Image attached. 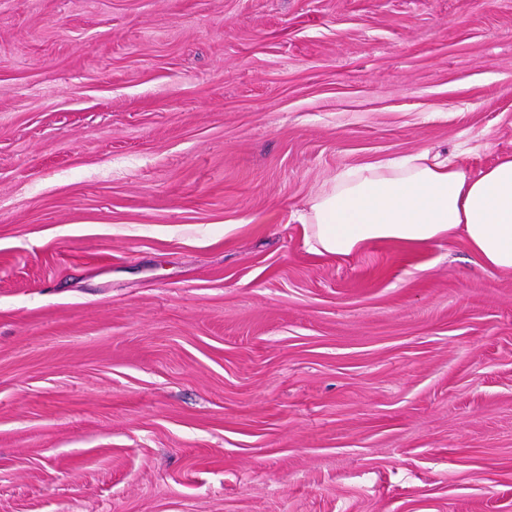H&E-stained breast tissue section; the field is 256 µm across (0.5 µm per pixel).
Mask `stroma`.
Returning a JSON list of instances; mask_svg holds the SVG:
<instances>
[{"label":"stroma","instance_id":"stroma-1","mask_svg":"<svg viewBox=\"0 0 512 512\" xmlns=\"http://www.w3.org/2000/svg\"><path fill=\"white\" fill-rule=\"evenodd\" d=\"M424 149L512 0H0V512H512V272L294 219Z\"/></svg>","mask_w":512,"mask_h":512}]
</instances>
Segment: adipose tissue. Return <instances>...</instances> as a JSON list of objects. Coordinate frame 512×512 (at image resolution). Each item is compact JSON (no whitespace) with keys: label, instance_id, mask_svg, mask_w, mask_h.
Returning <instances> with one entry per match:
<instances>
[{"label":"adipose tissue","instance_id":"obj_1","mask_svg":"<svg viewBox=\"0 0 512 512\" xmlns=\"http://www.w3.org/2000/svg\"><path fill=\"white\" fill-rule=\"evenodd\" d=\"M311 254L346 259L387 242L414 250L459 232L487 268L512 271V154L472 171L422 150L353 169L298 214Z\"/></svg>","mask_w":512,"mask_h":512}]
</instances>
